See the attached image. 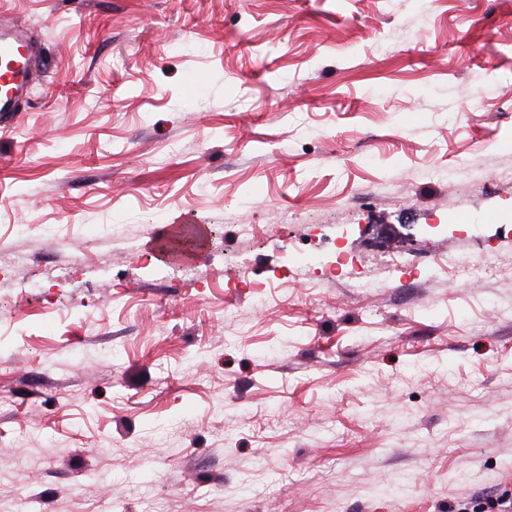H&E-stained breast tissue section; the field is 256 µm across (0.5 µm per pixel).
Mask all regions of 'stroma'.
<instances>
[{
  "label": "stroma",
  "mask_w": 512,
  "mask_h": 512,
  "mask_svg": "<svg viewBox=\"0 0 512 512\" xmlns=\"http://www.w3.org/2000/svg\"><path fill=\"white\" fill-rule=\"evenodd\" d=\"M1 16L40 55L0 130V250L25 257L0 284V512H448L512 488V0ZM172 224L205 225L200 259L160 255ZM460 250L477 279L436 268Z\"/></svg>",
  "instance_id": "35a3bbf8"
}]
</instances>
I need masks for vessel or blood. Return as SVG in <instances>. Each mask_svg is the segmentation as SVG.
Returning a JSON list of instances; mask_svg holds the SVG:
<instances>
[{"label": "vessel or blood", "mask_w": 512, "mask_h": 512, "mask_svg": "<svg viewBox=\"0 0 512 512\" xmlns=\"http://www.w3.org/2000/svg\"><path fill=\"white\" fill-rule=\"evenodd\" d=\"M38 52L26 30L17 23L0 22V123L19 111L30 93Z\"/></svg>", "instance_id": "obj_1"}]
</instances>
